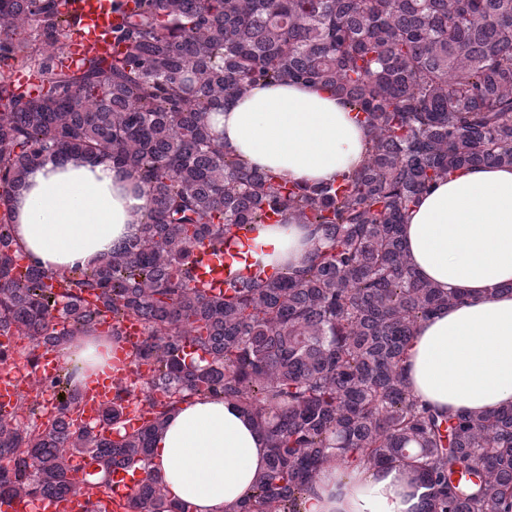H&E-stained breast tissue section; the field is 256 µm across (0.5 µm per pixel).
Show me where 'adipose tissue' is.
Masks as SVG:
<instances>
[{"label":"adipose tissue","instance_id":"ef3b65f1","mask_svg":"<svg viewBox=\"0 0 512 512\" xmlns=\"http://www.w3.org/2000/svg\"><path fill=\"white\" fill-rule=\"evenodd\" d=\"M225 151L291 183L336 181L363 161L368 134L353 112L312 83L254 84L212 118ZM21 245L52 271L98 264L140 233L145 192L111 161L39 165L17 191ZM270 258L300 268L320 247L301 224L265 231ZM415 273L460 303L420 323L407 379L420 402L453 411L512 404V167L462 169L420 197L403 228ZM112 344L87 336L60 349L63 363L104 371ZM267 439L235 404L194 398L158 435L150 467L170 499L191 512H230L266 467ZM424 493L411 469H322L303 512H418Z\"/></svg>","mask_w":512,"mask_h":512}]
</instances>
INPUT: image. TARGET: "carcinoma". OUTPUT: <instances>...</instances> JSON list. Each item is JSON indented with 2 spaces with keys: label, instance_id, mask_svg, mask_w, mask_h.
<instances>
[{
  "label": "carcinoma",
  "instance_id": "carcinoma-1",
  "mask_svg": "<svg viewBox=\"0 0 512 512\" xmlns=\"http://www.w3.org/2000/svg\"><path fill=\"white\" fill-rule=\"evenodd\" d=\"M67 0H0V328L35 350L107 335L137 318L144 425L108 439L73 426L80 367L42 378L0 415V499L78 494L109 512L113 466L143 478L129 512H190L148 469L155 436L193 396L251 414L266 469L234 512H301L319 471L406 464L426 488L420 512H512V405L439 412L405 378L420 321L457 297L420 279L401 225L435 183L471 167H512V0H139L112 31L110 60L62 61ZM41 79L13 81L16 63ZM257 82L320 83L369 132L364 162L334 183L281 182L224 152L212 118ZM109 159L145 190L141 234L93 267L52 272L15 233L14 196L43 160ZM323 241L301 269L273 271L230 297L192 285L195 250L232 228L285 217ZM28 265L18 270L16 255ZM46 392L57 414L33 421ZM90 459L80 484L70 467Z\"/></svg>",
  "mask_w": 512,
  "mask_h": 512
}]
</instances>
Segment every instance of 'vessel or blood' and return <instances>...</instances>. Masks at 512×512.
Returning a JSON list of instances; mask_svg holds the SVG:
<instances>
[{"mask_svg": "<svg viewBox=\"0 0 512 512\" xmlns=\"http://www.w3.org/2000/svg\"><path fill=\"white\" fill-rule=\"evenodd\" d=\"M68 10L75 14L76 20L65 29V63L75 64L92 54L109 59L118 53L119 48L112 39V29L119 23L121 15L113 9L112 0H71ZM251 247L252 234L241 226L233 228L225 237L223 250L215 251L208 247L197 250L193 271L195 286L216 296L230 293L236 288L249 287L260 276L259 268L253 266L249 255ZM123 329L127 342L120 357L115 358L104 375L99 376L93 386L83 389L79 396L80 422L98 419L101 410L111 401L117 381L131 383L147 378L150 373L149 365H139L134 361V346L143 339L139 321L127 319ZM19 393L18 369L1 367V414L11 413ZM139 479V473L131 474L124 467H116L113 512H124L125 501L135 490ZM84 509L83 498L70 495L45 499L40 512H84Z\"/></svg>", "mask_w": 512, "mask_h": 512, "instance_id": "b4317fda", "label": "vessel or blood"}]
</instances>
